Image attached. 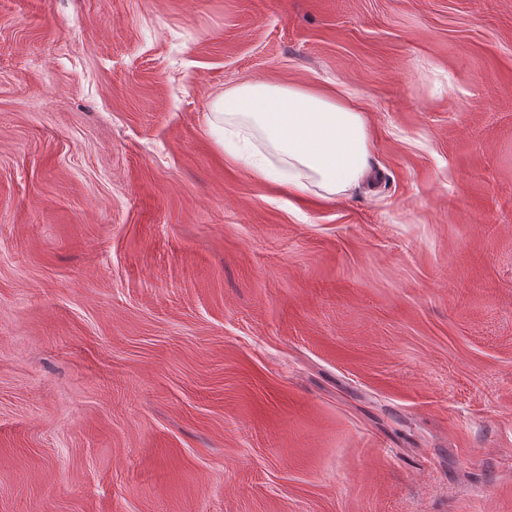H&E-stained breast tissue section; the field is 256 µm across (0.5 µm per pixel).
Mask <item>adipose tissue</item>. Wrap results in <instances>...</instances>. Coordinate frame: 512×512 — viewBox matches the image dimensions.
I'll list each match as a JSON object with an SVG mask.
<instances>
[{"instance_id": "adipose-tissue-1", "label": "adipose tissue", "mask_w": 512, "mask_h": 512, "mask_svg": "<svg viewBox=\"0 0 512 512\" xmlns=\"http://www.w3.org/2000/svg\"><path fill=\"white\" fill-rule=\"evenodd\" d=\"M215 108L228 120L256 129L277 155L287 159L296 190L313 185L326 195H340L370 170L367 119L341 95L246 83L225 92Z\"/></svg>"}]
</instances>
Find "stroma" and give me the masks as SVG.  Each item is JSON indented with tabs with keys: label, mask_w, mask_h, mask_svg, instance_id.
<instances>
[{
	"label": "stroma",
	"mask_w": 512,
	"mask_h": 512,
	"mask_svg": "<svg viewBox=\"0 0 512 512\" xmlns=\"http://www.w3.org/2000/svg\"><path fill=\"white\" fill-rule=\"evenodd\" d=\"M257 81L366 179L229 160ZM0 512H512V0H0ZM215 108L228 125L237 120L256 129L277 155L288 160V178L295 190L315 185L327 196H336L369 173L367 119L340 94L246 83L225 92Z\"/></svg>",
	"instance_id": "35a3bbf8"
}]
</instances>
